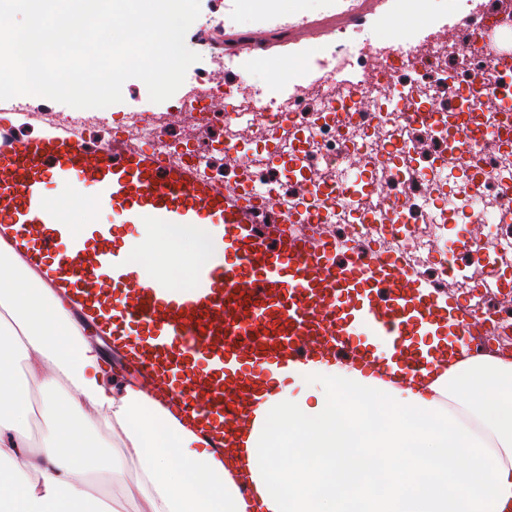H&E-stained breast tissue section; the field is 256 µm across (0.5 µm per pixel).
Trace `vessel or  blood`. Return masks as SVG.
Segmentation results:
<instances>
[{"mask_svg":"<svg viewBox=\"0 0 512 512\" xmlns=\"http://www.w3.org/2000/svg\"><path fill=\"white\" fill-rule=\"evenodd\" d=\"M429 4L328 0L327 11L313 16L302 0H224L215 39L224 45L225 68L265 71L261 94L282 111H303L316 89L333 85L341 92L337 124L352 112L378 123L384 101L411 123L422 108L400 97L397 65L446 48L484 10L483 0H447L433 15ZM245 8L254 22L240 30L235 23ZM460 96L472 112L512 110V100L487 92L482 76ZM346 160L365 201L399 205L390 187L366 180L362 155L350 152ZM52 184L69 197L92 191L124 224L211 225L213 260L190 292L140 283L114 235L94 227L85 237L63 234L64 214L47 195ZM275 208L272 200L252 202L242 182L210 181L118 135L111 148L91 149L59 126L52 137L17 144L0 125V223L15 226L19 252L44 264L51 284L111 327L131 362L148 369L152 395L196 423L202 447L216 453L224 450L225 429L246 423L244 402L262 373L314 350L351 349L361 371L383 376L388 363L353 319L367 321L372 335L392 337L398 368L413 378L432 366L409 343L421 325L444 319L458 337L475 318L465 304L430 292L399 259L337 261L335 240L316 225L290 236ZM264 222L270 230L263 238L254 227Z\"/></svg>","mask_w":512,"mask_h":512,"instance_id":"b4317fda","label":"vessel or blood"}]
</instances>
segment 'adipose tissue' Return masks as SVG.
<instances>
[{
    "instance_id": "ef3b65f1",
    "label": "adipose tissue",
    "mask_w": 512,
    "mask_h": 512,
    "mask_svg": "<svg viewBox=\"0 0 512 512\" xmlns=\"http://www.w3.org/2000/svg\"><path fill=\"white\" fill-rule=\"evenodd\" d=\"M210 234L150 224L127 239L128 260L172 281L165 257L208 263ZM11 237L0 229V512H512L511 356H470L422 385L299 359L256 395L239 447L215 454L137 384L108 385L99 350ZM20 359L42 392L35 445ZM91 428L120 442L107 464ZM100 472L118 489L108 502Z\"/></svg>"
}]
</instances>
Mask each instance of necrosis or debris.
<instances>
[{
  "label": "necrosis or debris",
  "instance_id": "1",
  "mask_svg": "<svg viewBox=\"0 0 512 512\" xmlns=\"http://www.w3.org/2000/svg\"><path fill=\"white\" fill-rule=\"evenodd\" d=\"M510 51L512 25L503 23L488 32L482 51L464 45L446 61L405 68L398 77L403 93L421 94L434 107L410 127L386 103L380 130L360 119L336 130L334 114L317 109L332 98L322 92L314 98L315 108L307 111L269 110L270 124L288 127V134L249 140L242 133L252 113L206 111V101L218 90L203 69L196 74L193 93L179 102L180 108L202 112L198 127L176 125L169 112H133L129 123L143 144L217 181L242 179L241 170L218 173L211 165L219 146L238 143L246 158L265 165L263 177L248 183L249 193H274L284 215L325 223L341 253L357 248L395 256L433 287L461 289L482 317L481 328L470 338L476 353H504L512 351V305H499L496 298L505 270L512 268V218L502 216L512 196V113H470L477 130L496 129L501 144L487 151H461L453 138L457 101L447 89L472 82L474 66L486 55ZM466 59L472 70L463 69ZM341 139L367 158V178L406 193L408 205L398 216L384 205L361 210L358 195L347 190L351 173L336 149ZM292 161L297 164L293 171L288 168ZM477 217L486 221L484 233L465 236L466 226Z\"/></svg>",
  "mask_w": 512,
  "mask_h": 512
}]
</instances>
